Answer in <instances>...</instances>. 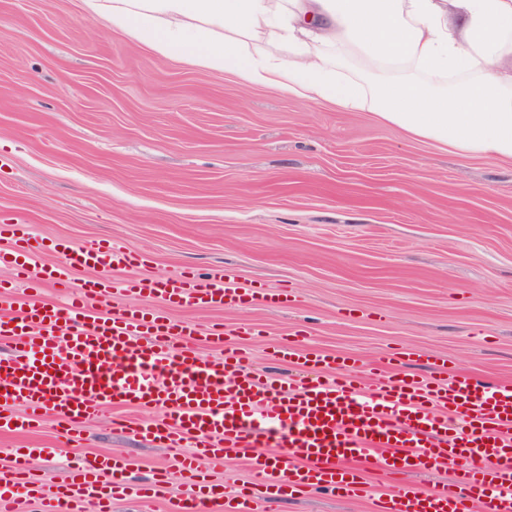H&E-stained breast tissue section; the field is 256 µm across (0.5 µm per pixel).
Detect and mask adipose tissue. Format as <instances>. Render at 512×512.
<instances>
[{
	"label": "adipose tissue",
	"mask_w": 512,
	"mask_h": 512,
	"mask_svg": "<svg viewBox=\"0 0 512 512\" xmlns=\"http://www.w3.org/2000/svg\"><path fill=\"white\" fill-rule=\"evenodd\" d=\"M167 58L512 162V0H83ZM353 56L378 79L344 78Z\"/></svg>",
	"instance_id": "adipose-tissue-1"
}]
</instances>
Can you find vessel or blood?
<instances>
[{
	"instance_id": "1",
	"label": "vessel or blood",
	"mask_w": 512,
	"mask_h": 512,
	"mask_svg": "<svg viewBox=\"0 0 512 512\" xmlns=\"http://www.w3.org/2000/svg\"><path fill=\"white\" fill-rule=\"evenodd\" d=\"M3 235L11 246L0 250V295L35 279L59 288L66 301L32 295L0 310V337L16 342L12 357L0 359L1 432L32 431L49 414L71 432L112 407L162 408L152 421L117 424L165 448L193 442L176 460L188 492L173 512H205L218 501L224 512H253L256 496L294 499L317 489L353 498L371 470L384 484L374 512H468L474 500L483 512H512V383L449 375L440 358L426 381L391 368L365 377L351 359L303 356L289 343L278 358L303 375L287 389L250 369L247 352L199 359V338L218 335L216 327L174 323L133 305L112 317L95 311L116 288L201 310L280 309L290 300L287 290L242 288L221 271L158 277L146 272L141 253L101 242L52 240L57 262L39 265L32 253L40 243L28 225L0 219ZM76 266L91 275L74 284L69 271ZM177 336L186 344L176 346ZM329 367L333 375L323 377ZM39 454L15 453L8 476L0 477V512H17L24 494L38 497L41 512H110L129 489L120 457L85 458L55 484L31 478ZM233 456L246 460L253 481L228 498L207 473ZM450 463L455 476L439 489L420 492L406 481L409 473ZM104 473L110 479L103 483Z\"/></svg>"
}]
</instances>
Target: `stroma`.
Wrapping results in <instances>:
<instances>
[{"mask_svg": "<svg viewBox=\"0 0 512 512\" xmlns=\"http://www.w3.org/2000/svg\"><path fill=\"white\" fill-rule=\"evenodd\" d=\"M0 211L41 239L105 240L145 253L151 273L224 270L290 288L261 307L165 309L176 322L220 323L201 359L225 344L277 378L299 371L272 352L301 332V353L384 362L401 373L448 370L512 383V163L445 152L368 111L244 86L232 73L163 58L89 16L83 0H0ZM260 327L258 336L241 328ZM21 448L60 481L84 457L117 455L134 484L165 476L153 504L183 492L170 450L110 416L63 435L0 434V468ZM362 496L318 490L256 498L255 512H372Z\"/></svg>", "mask_w": 512, "mask_h": 512, "instance_id": "stroma-1", "label": "stroma"}]
</instances>
